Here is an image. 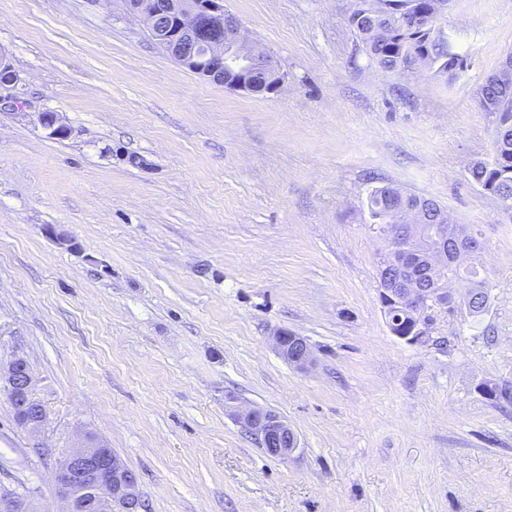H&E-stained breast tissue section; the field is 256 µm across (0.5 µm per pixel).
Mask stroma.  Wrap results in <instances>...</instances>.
Here are the masks:
<instances>
[{
	"label": "stroma",
	"mask_w": 512,
	"mask_h": 512,
	"mask_svg": "<svg viewBox=\"0 0 512 512\" xmlns=\"http://www.w3.org/2000/svg\"><path fill=\"white\" fill-rule=\"evenodd\" d=\"M354 5L224 0L288 74L253 95L177 64L123 0H0L19 76L0 95V362L27 361L48 413L39 449L0 394V488L63 512L52 473L89 433L137 473L140 512H512V403L477 389L512 384V211L469 175L492 153L475 95L512 51V0H450L453 77L379 70ZM44 111L71 136L47 137ZM382 186L480 235V322L436 308L426 344L392 335ZM228 391L288 423V461L227 416ZM274 344L278 354L299 369H305L313 361V354L307 341L288 331H279L274 337Z\"/></svg>",
	"instance_id": "stroma-1"
}]
</instances>
